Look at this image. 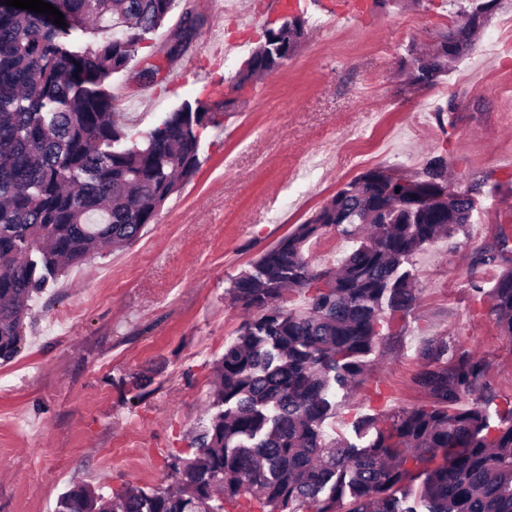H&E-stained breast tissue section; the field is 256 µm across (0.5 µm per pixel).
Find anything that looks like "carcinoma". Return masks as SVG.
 <instances>
[{
    "label": "carcinoma",
    "instance_id": "1",
    "mask_svg": "<svg viewBox=\"0 0 512 512\" xmlns=\"http://www.w3.org/2000/svg\"><path fill=\"white\" fill-rule=\"evenodd\" d=\"M460 20L403 61L411 85L432 87L475 48V35L512 0H451ZM66 27L0 0V360L18 352L36 297L65 269L133 245L160 207L200 167L201 135L233 101L185 102L133 140L112 112L105 79L124 70L176 0H52ZM105 35L94 47L88 34ZM295 13L265 30L235 87L269 75L306 40ZM480 188L459 191L448 161L406 175L360 173L230 280L228 299L257 315L214 365L208 424L195 451L176 456L178 486L86 485L62 493L55 512H512V408L491 416L485 364L444 338L420 352L414 383L425 405L381 422L362 447L330 438L336 393L359 386L383 328L417 300L414 254L472 222ZM334 231L351 242L336 268L304 255ZM512 239L474 263L505 266L488 290L489 314L512 340ZM470 402H465L466 398Z\"/></svg>",
    "mask_w": 512,
    "mask_h": 512
}]
</instances>
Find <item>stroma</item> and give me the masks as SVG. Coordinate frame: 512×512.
<instances>
[{
    "instance_id": "stroma-1",
    "label": "stroma",
    "mask_w": 512,
    "mask_h": 512,
    "mask_svg": "<svg viewBox=\"0 0 512 512\" xmlns=\"http://www.w3.org/2000/svg\"><path fill=\"white\" fill-rule=\"evenodd\" d=\"M298 0L309 36L297 55L263 80L235 88L240 64L279 14L251 0H177L164 26L145 36L127 68L105 85L130 136L167 112L221 86L234 104L223 127L202 135L201 165L162 206L132 246L71 267L32 304L18 354L0 363V512H54L59 493L80 482L108 494L126 485L156 488L176 480L173 456L190 454L204 425L212 368L246 316L225 297L231 277L303 223L353 177L390 166L419 171L444 156L455 187L499 185L466 232L414 255L416 307L384 331L356 391L338 394L327 435L357 442V421L425 404L413 382L420 352L445 336L485 359L489 413L512 407V340L473 284L491 288L500 272L475 254L512 227V131L503 88L512 66L485 53V39L438 84L415 88L398 72L411 46L446 31L449 0ZM193 21V38L170 54L172 34ZM238 47L211 68L213 32ZM159 66L155 83L141 72ZM455 95L454 128H440L441 93ZM328 139L340 150L333 175L301 172ZM290 207H283L284 199ZM153 375L135 398L134 374Z\"/></svg>"
}]
</instances>
